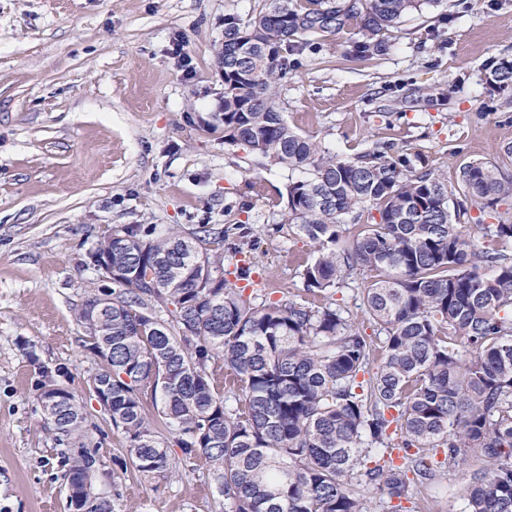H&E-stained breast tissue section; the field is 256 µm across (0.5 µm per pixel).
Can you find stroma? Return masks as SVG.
<instances>
[{
	"label": "stroma",
	"mask_w": 512,
	"mask_h": 512,
	"mask_svg": "<svg viewBox=\"0 0 512 512\" xmlns=\"http://www.w3.org/2000/svg\"><path fill=\"white\" fill-rule=\"evenodd\" d=\"M257 0H0V512H72L61 445L36 400L37 365L63 368L86 411L72 447L97 449V485L120 512H224L204 458L163 480L114 473L125 441L85 390L95 369L73 310L101 283L88 254L113 227L248 224L253 280L268 299L304 292L303 238L268 234L286 203L287 167L225 144L215 128L224 84V17L248 21ZM182 36L193 74L168 54ZM359 25L314 38L276 103L325 152L355 158L380 140L458 174L479 159L512 175V92L488 84L512 57V0H441L407 14L370 60L349 51ZM33 356H26L25 347ZM411 477L415 512H460L481 467Z\"/></svg>",
	"instance_id": "stroma-1"
}]
</instances>
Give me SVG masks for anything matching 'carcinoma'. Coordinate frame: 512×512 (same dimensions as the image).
Here are the masks:
<instances>
[{"mask_svg":"<svg viewBox=\"0 0 512 512\" xmlns=\"http://www.w3.org/2000/svg\"><path fill=\"white\" fill-rule=\"evenodd\" d=\"M420 0H259L248 23L224 17L217 65L224 73V143L304 173L288 178L287 211L268 231L306 238L315 256L303 269L307 297L258 300L244 250L251 228L230 223L174 229L162 238L141 224L112 230L89 257L112 259L111 285L74 309L96 370L87 388L112 391L109 424L126 441L114 464L151 479L174 467L168 444L147 419L149 394L186 458L202 456L224 496V512H367L351 476L389 498L409 499L407 472L433 476V451L472 474L463 512H512V222L484 227L480 248L462 221L472 208L512 200V177L475 160L448 177L419 171L377 142L342 159L322 154L288 126L275 106L288 56L313 37L353 21L364 31L357 57L383 52L384 32ZM512 89V59L488 75ZM366 223H361V219ZM358 227L343 239L347 225ZM366 274L365 320L376 342L329 299L349 276ZM245 285L240 286L238 282ZM112 298L98 330L88 305ZM173 307L163 320L157 309ZM222 358L243 406L231 409L209 364ZM37 400L58 437L81 435L84 407L69 374L39 371ZM404 448L398 464L362 456L363 445ZM64 478L77 512H116L112 500L87 504L80 477L99 470L97 449H68Z\"/></svg>","mask_w":512,"mask_h":512,"instance_id":"cac0c4a2","label":"carcinoma"}]
</instances>
